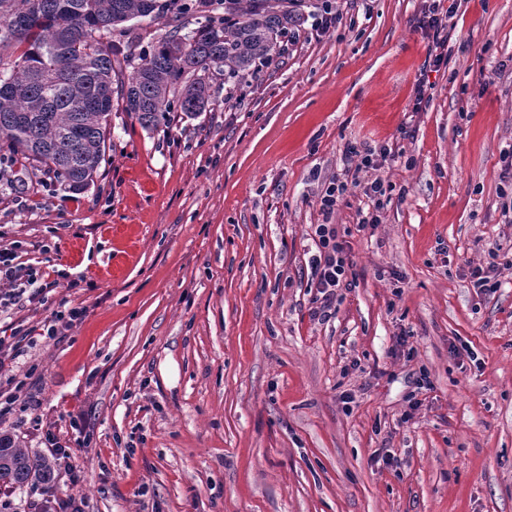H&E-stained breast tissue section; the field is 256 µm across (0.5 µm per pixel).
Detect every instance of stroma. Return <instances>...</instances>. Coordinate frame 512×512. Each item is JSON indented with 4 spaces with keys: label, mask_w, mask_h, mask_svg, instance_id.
I'll list each match as a JSON object with an SVG mask.
<instances>
[{
    "label": "stroma",
    "mask_w": 512,
    "mask_h": 512,
    "mask_svg": "<svg viewBox=\"0 0 512 512\" xmlns=\"http://www.w3.org/2000/svg\"><path fill=\"white\" fill-rule=\"evenodd\" d=\"M431 2L338 0L335 28L303 14L259 74L214 75L197 118L148 132L113 113L82 192L32 189L19 161L0 179V245L55 284L0 318L38 339L0 432L42 454L32 421L52 425L87 512H512V269L493 291L471 279L512 254V0H444L433 73ZM350 142L394 149L373 229L361 190L317 203ZM324 222L354 261L326 322L309 312ZM436 2H439L436 4ZM440 2L434 0L432 7H428L423 16V26L432 39L429 57L432 56V65L436 68L448 64V9L445 13L439 10ZM445 47L447 50L445 52ZM433 52L435 54L433 55Z\"/></svg>",
    "instance_id": "1"
}]
</instances>
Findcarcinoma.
<instances>
[{
    "label": "carcinoma",
    "mask_w": 512,
    "mask_h": 512,
    "mask_svg": "<svg viewBox=\"0 0 512 512\" xmlns=\"http://www.w3.org/2000/svg\"><path fill=\"white\" fill-rule=\"evenodd\" d=\"M199 20V0H0V139L72 192L94 183L113 110L154 130L209 104V73L244 78L287 34V0H226ZM171 30L135 55L129 22ZM198 27L183 32L190 20ZM54 459L0 433V489L53 483Z\"/></svg>",
    "instance_id": "carcinoma-1"
}]
</instances>
